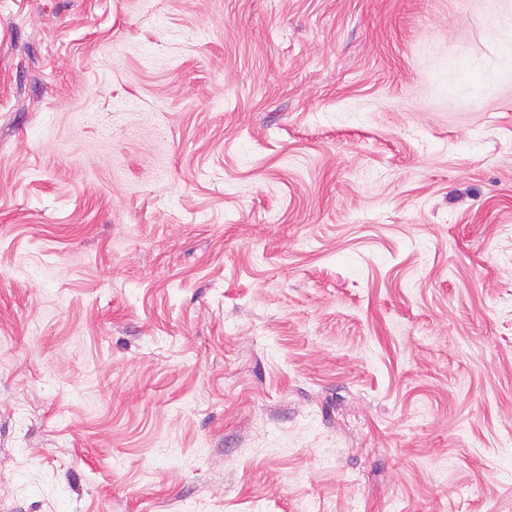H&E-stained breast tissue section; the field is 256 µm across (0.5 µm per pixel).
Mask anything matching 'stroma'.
<instances>
[{
    "label": "stroma",
    "instance_id": "35a3bbf8",
    "mask_svg": "<svg viewBox=\"0 0 512 512\" xmlns=\"http://www.w3.org/2000/svg\"><path fill=\"white\" fill-rule=\"evenodd\" d=\"M506 0H0V512H512Z\"/></svg>",
    "mask_w": 512,
    "mask_h": 512
}]
</instances>
